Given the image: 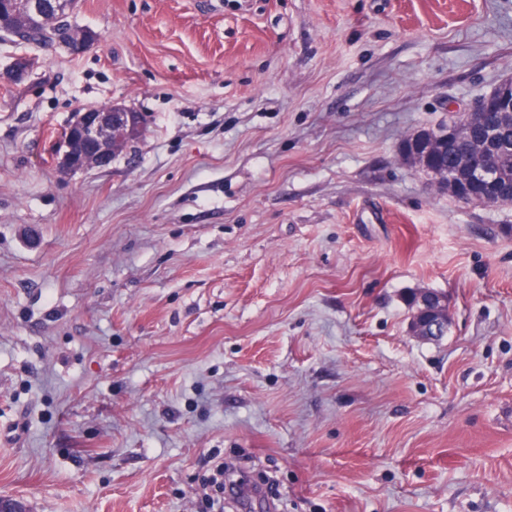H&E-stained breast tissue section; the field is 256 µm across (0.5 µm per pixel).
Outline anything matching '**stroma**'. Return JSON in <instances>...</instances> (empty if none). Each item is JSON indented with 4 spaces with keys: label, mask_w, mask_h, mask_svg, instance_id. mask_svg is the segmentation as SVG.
Segmentation results:
<instances>
[{
    "label": "stroma",
    "mask_w": 512,
    "mask_h": 512,
    "mask_svg": "<svg viewBox=\"0 0 512 512\" xmlns=\"http://www.w3.org/2000/svg\"><path fill=\"white\" fill-rule=\"evenodd\" d=\"M0 38V497L512 512V203L401 163L512 76V0H80ZM149 124L59 169L75 112ZM448 298L438 341L405 295ZM0 5V34L19 38L18 32L31 24H43L52 20L56 25H64L66 33L58 41L53 40L54 23L21 32L20 37L28 43L43 46L58 45L70 55L79 57L91 51L99 41V34L89 28L71 26V18L77 9V0H2ZM8 4V7H5Z\"/></svg>",
    "instance_id": "35a3bbf8"
}]
</instances>
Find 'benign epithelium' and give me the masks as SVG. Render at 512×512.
Here are the masks:
<instances>
[{"instance_id":"benign-epithelium-1","label":"benign epithelium","mask_w":512,"mask_h":512,"mask_svg":"<svg viewBox=\"0 0 512 512\" xmlns=\"http://www.w3.org/2000/svg\"><path fill=\"white\" fill-rule=\"evenodd\" d=\"M77 9V0H5L0 5V34L18 36L20 29L31 24H43L52 20L66 27L64 37L50 45L64 48L70 55L79 57L91 51L99 41V34L89 28L71 25V18ZM33 67L32 60L24 55L14 58L6 74L0 73L12 83L23 81ZM496 102L502 110L501 119L512 122V78L504 80L497 90L482 99L471 112H465L459 124L470 126L483 122L485 105ZM148 124L142 112H136L123 104H112L106 108H84L76 112L65 128L60 142L54 148L58 166L65 172H77L91 167L105 168L112 163L116 147L137 138ZM497 142L486 140L483 152L485 170L494 178L485 184L479 194L460 190L457 181L448 183L461 201L474 204H488L512 193V174L503 173L498 164ZM416 299L422 307L410 319L409 332L416 338H423L425 331L432 329L440 333L448 323V303L429 289L416 291Z\"/></svg>"}]
</instances>
